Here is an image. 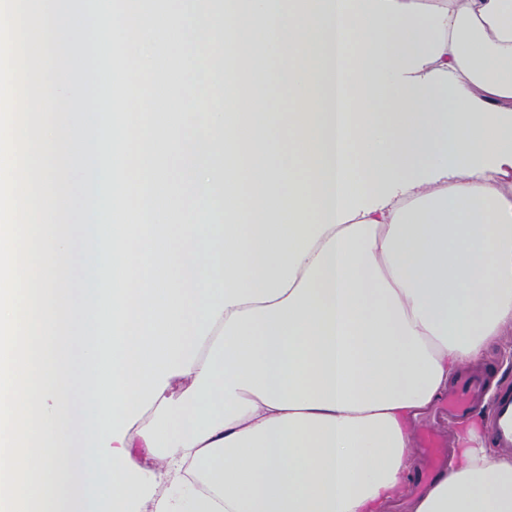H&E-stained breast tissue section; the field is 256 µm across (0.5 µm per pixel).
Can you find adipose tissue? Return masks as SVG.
Listing matches in <instances>:
<instances>
[{
	"instance_id": "obj_1",
	"label": "adipose tissue",
	"mask_w": 512,
	"mask_h": 512,
	"mask_svg": "<svg viewBox=\"0 0 512 512\" xmlns=\"http://www.w3.org/2000/svg\"><path fill=\"white\" fill-rule=\"evenodd\" d=\"M162 58L197 81L152 177L33 299L27 512H178L135 448L188 512H512L479 417L405 494L512 333V0H149ZM484 388L483 376L465 373L460 377L457 386L448 392V404L445 406L448 415L456 418L467 416L483 398ZM413 449L421 453L425 460L424 468L415 479V485L422 487L447 467L448 453L443 448L441 437L428 429L422 434L419 445H414ZM415 485L413 480H409L408 489L410 487L412 493H415ZM133 475L143 482L152 495H161L168 490L164 476L165 461L158 457L147 458L144 448L132 449Z\"/></svg>"
}]
</instances>
